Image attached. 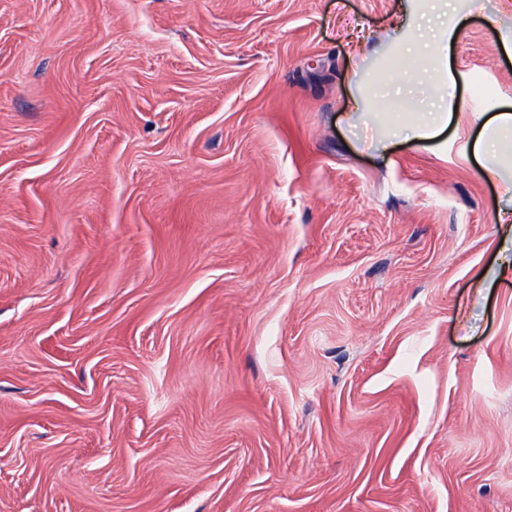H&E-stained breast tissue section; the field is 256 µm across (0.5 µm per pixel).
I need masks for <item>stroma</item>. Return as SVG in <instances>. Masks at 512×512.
I'll return each instance as SVG.
<instances>
[{"instance_id":"obj_1","label":"stroma","mask_w":512,"mask_h":512,"mask_svg":"<svg viewBox=\"0 0 512 512\" xmlns=\"http://www.w3.org/2000/svg\"><path fill=\"white\" fill-rule=\"evenodd\" d=\"M447 2L387 142L424 0H0V512H512V0ZM455 31V29L442 31L439 35H436L430 45L431 58L442 73L446 84L448 81L454 80L453 74L448 72V43L453 38ZM412 106L409 99L400 97L393 102L387 103L382 107V113L387 118V125L384 131L386 139L397 136L400 133H406L404 129L410 128L413 137L417 140H430L438 132L440 127L448 123L447 112H419L414 121H409L408 116L412 112H407ZM494 128L500 133V140L485 139L479 149L488 155H495L501 151L505 162L509 160L512 149V113L501 112L495 116Z\"/></svg>"}]
</instances>
